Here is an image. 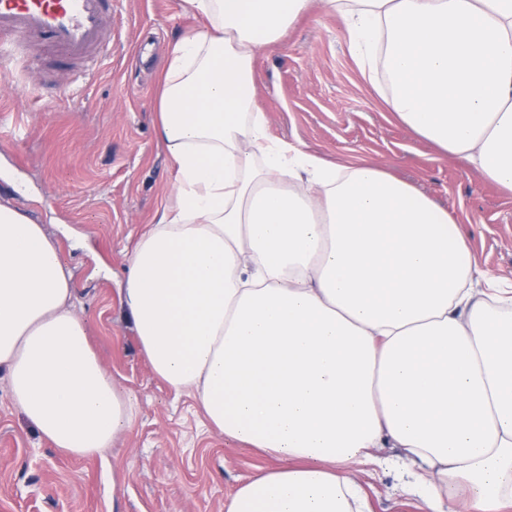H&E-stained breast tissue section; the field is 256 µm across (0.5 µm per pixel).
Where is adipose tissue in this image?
<instances>
[{"mask_svg":"<svg viewBox=\"0 0 512 512\" xmlns=\"http://www.w3.org/2000/svg\"><path fill=\"white\" fill-rule=\"evenodd\" d=\"M156 135L175 171L120 303L154 374L280 464L225 512H369L353 465L401 449L429 512H512V285L454 214L381 164L273 137L256 60L314 9L343 18L394 120L512 194V0H183ZM58 241L0 204V369L70 456L134 409L73 310Z\"/></svg>","mask_w":512,"mask_h":512,"instance_id":"ef3b65f1","label":"adipose tissue"}]
</instances>
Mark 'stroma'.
<instances>
[{
	"instance_id": "1",
	"label": "stroma",
	"mask_w": 512,
	"mask_h": 512,
	"mask_svg": "<svg viewBox=\"0 0 512 512\" xmlns=\"http://www.w3.org/2000/svg\"><path fill=\"white\" fill-rule=\"evenodd\" d=\"M200 21L181 0H115L112 52L66 88L0 74V200L57 236L74 310L118 387L132 426L90 457L61 454L12 402L0 371V512H225L235 489L275 457L206 425L189 394L157 378L119 303L129 254L174 170L155 134L157 76L169 43ZM272 133L351 164L387 166L447 204L480 268L512 281V195L393 121L361 76L343 20L312 11L256 62ZM370 512H428L396 471H353Z\"/></svg>"
}]
</instances>
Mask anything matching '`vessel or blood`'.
I'll list each match as a JSON object with an SVG mask.
<instances>
[{"label":"vessel or blood","mask_w":512,"mask_h":512,"mask_svg":"<svg viewBox=\"0 0 512 512\" xmlns=\"http://www.w3.org/2000/svg\"><path fill=\"white\" fill-rule=\"evenodd\" d=\"M112 0H0V68L34 56L91 78L111 52Z\"/></svg>","instance_id":"obj_1"}]
</instances>
